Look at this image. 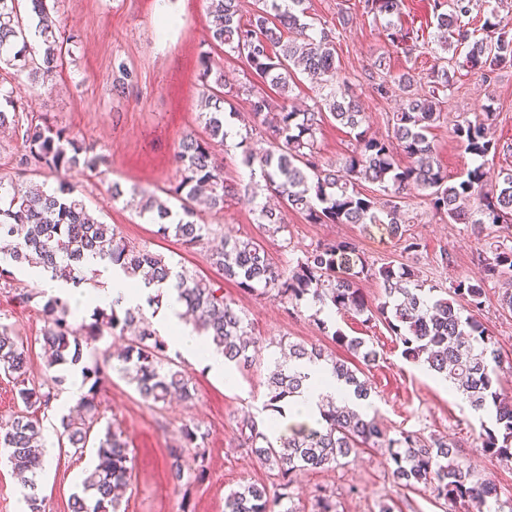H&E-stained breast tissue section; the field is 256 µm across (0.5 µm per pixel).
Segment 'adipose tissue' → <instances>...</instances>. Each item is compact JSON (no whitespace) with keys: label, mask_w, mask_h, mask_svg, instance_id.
Returning <instances> with one entry per match:
<instances>
[{"label":"adipose tissue","mask_w":512,"mask_h":512,"mask_svg":"<svg viewBox=\"0 0 512 512\" xmlns=\"http://www.w3.org/2000/svg\"><path fill=\"white\" fill-rule=\"evenodd\" d=\"M41 279L45 288L70 299L75 314L100 307H110L113 300H120L122 308L146 307L147 298L156 294L157 289L145 285L138 279L127 277L123 272L105 271L103 288L93 292H78L70 288L68 283L53 279L50 273H42ZM165 300L161 308L152 314V321L166 338L172 349L207 368L210 373L227 375L223 354L215 346L208 344L205 337L197 335L192 325L182 317L184 305L175 290H166ZM310 385L307 390L293 397L284 409L281 417L272 422L269 436L276 437L284 433L293 424H315L319 417L318 401L321 395L331 394L340 401H352V393L334 379L330 371L321 365L309 367Z\"/></svg>","instance_id":"1"}]
</instances>
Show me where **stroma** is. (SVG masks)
I'll list each match as a JSON object with an SVG mask.
<instances>
[{
  "instance_id": "obj_1",
  "label": "stroma",
  "mask_w": 512,
  "mask_h": 512,
  "mask_svg": "<svg viewBox=\"0 0 512 512\" xmlns=\"http://www.w3.org/2000/svg\"><path fill=\"white\" fill-rule=\"evenodd\" d=\"M433 0H403L400 23L412 34L413 46L393 47L384 21L364 14L361 0H308L307 21L314 28L329 23L336 27V60L367 116L370 134L384 138L392 133L390 119L398 98H380L373 85L380 77L375 64L389 57L390 71L414 77L418 90H426L427 73L435 63ZM53 18L57 25L77 34L63 64L57 70L52 92L34 87L26 76L9 79L6 90L23 103L35 119L47 120L93 144L105 162L99 173L71 178L76 192L104 223L114 226L132 244L147 247L171 263H182L193 272L212 278L234 299L252 325L261 350L258 363L236 372L234 385L195 365L181 355V365L196 387L192 401L169 400L154 406L142 401L133 385L112 378L99 391L97 402L102 423L120 430L132 452L133 475L121 504V512H182V496L170 474L169 450L177 445L184 421L195 420L207 434L208 476L194 491L195 512H224L230 490L258 483L275 488L276 471L240 446L241 428L248 417L266 423L265 377L271 361L281 355V343H302L332 348L331 333L363 338L378 358L367 370L371 383L370 410L390 431H413L424 437L447 440L459 458L468 461L476 476L493 480L502 497L512 496V461L483 453L475 439L481 421L461 392L449 391L439 375L420 363L405 359L402 345L380 319L363 321L351 313H331L317 322L316 305H302L299 314H287L270 298L248 293L225 282L208 260L206 245L193 247L174 238L157 235L148 218L139 216L125 199H113L112 183L123 190L138 187L160 193L176 179L172 156L181 138L200 130L198 121L202 86L198 54L207 38L211 18L206 0H56ZM465 48L446 51L445 66L451 77L442 106L446 119L432 129L429 139L435 156L448 172L449 182L475 165L473 156L458 143L453 128L462 118L478 119L484 110L498 115L489 137L495 152L484 160L490 175L512 171V68L498 71L485 87L463 68ZM125 62L137 83L127 97L112 91L113 67ZM316 150L323 161L343 164L351 152L352 138L334 120L322 123L316 133ZM266 190L239 194L225 203L223 211L201 215L216 236L245 240L263 239L274 261L292 268L302 252L325 240H356L362 257L374 266L390 264L413 267L425 286L447 288L457 276L484 279V305L479 320L498 344L504 362L512 363V311L500 306V284L485 279L479 253L485 243L512 237L500 226L486 225L475 235L468 224L450 223L437 213L424 193L405 195L400 207L408 236L422 247L404 253L400 242L384 228L363 232L355 224H312L295 211L285 214L287 229L276 237H262L255 210L265 203ZM452 257L441 262L442 254ZM26 270L12 268L0 278V323L28 349L27 383L39 386L62 377L51 407L36 412L44 435L54 434L66 414L74 375L70 369L50 370L42 350L43 298L20 303L16 295L35 287ZM387 449L364 448L349 457L346 465L332 471L310 470L294 475L291 486L297 512H314L316 488H326L335 498L337 512H379L390 505L393 512H463L462 507L438 499L431 490L406 488L394 482ZM96 460L95 448L74 453L69 447L53 448L38 478L37 494L46 512H71L74 494Z\"/></svg>"
}]
</instances>
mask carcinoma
Listing matches in <instances>:
<instances>
[{"instance_id": "1", "label": "carcinoma", "mask_w": 512, "mask_h": 512, "mask_svg": "<svg viewBox=\"0 0 512 512\" xmlns=\"http://www.w3.org/2000/svg\"><path fill=\"white\" fill-rule=\"evenodd\" d=\"M20 2L0 0V66L25 72L32 84L47 89L63 46L76 35L57 28L48 0H26L29 14L38 22L33 27L25 24ZM208 2L212 17L208 49L198 59L203 134L191 132L180 142L174 154L177 177L166 190L167 199L133 190L139 197V214L149 215L158 234L187 245L199 244L210 238L213 227L198 222L195 203L202 199L208 208L222 211L228 198L249 191L247 186L240 190L224 179V162L213 151L214 144L224 143L226 107L247 88L224 81V74L214 69L212 47L245 59L249 69L278 94L277 100L261 92L250 99L254 126L246 129L242 139V164L259 170L266 190L282 197L288 209L304 214L309 222L382 225L401 243L403 252L413 254L421 243L405 236L400 207L394 202L412 188L429 192L435 211L446 215L450 223L475 228L512 223V173L493 183L479 164L450 184L447 171L434 160L428 133L442 117L440 104L449 86L445 68L432 71L429 89L422 94L412 91L409 75L397 78L404 103L393 113L392 133L409 159L401 166L393 157L392 143L369 137L362 130L366 115L346 83H338L339 92L305 112L283 103L292 92L296 74L318 86L337 83L339 75L336 27L326 25L312 32L303 21L306 0H256L257 8L247 19L241 15L239 0ZM402 5V0H365L364 10L375 19L386 18L391 27L392 18L401 16ZM473 7L474 0H434L435 38L444 51L469 47L465 66L489 82L496 71L512 67V31L492 9L482 24L486 37L475 39L468 21ZM32 37L41 43L38 55L31 47ZM5 103L6 108H0V127L21 126L20 113L25 107L8 96ZM492 117L494 113L486 112L481 120L455 126L454 134L468 154L483 158L495 147L486 127ZM326 118L354 135L351 154L339 169L323 163L314 151L316 131ZM255 135L265 138L268 147H253ZM22 142L19 165L31 172L55 174L58 184L46 189L31 183L23 190L0 176L1 263L39 266L76 287L88 281L87 273L94 271L92 261L97 258L120 266L128 277L144 273L147 284H165L177 291L193 316L198 335L224 353L226 364L247 367L255 362V356L249 354V348L256 346L250 323L241 309L224 297L223 288L186 268H176L158 253L129 243L112 225L98 221L75 195L70 174L96 173L104 163L92 144L46 121L28 122ZM362 181L378 184L392 198L383 214H378L376 202L358 190ZM172 199L179 202L176 210L170 206ZM256 223L271 236L287 228L283 211L269 206L259 207ZM209 261L224 280L247 292L259 290L288 311L312 301L320 305V313L327 308L369 319L380 317L399 338L405 358L456 384L474 411L492 415L494 427L479 436L480 448L512 461V398L500 387L503 359L493 336L474 316L483 305L484 280L462 275L448 287V297H439L435 288L419 284L408 266L370 265L360 256L357 244L346 238L319 243L303 252L288 272L253 238L224 239L212 250ZM482 262L485 275L501 284V307L511 310L512 245L496 242ZM369 278L378 280L384 291V301L374 308L359 287ZM118 306L115 300L108 310L95 309L93 321L78 329L69 321L66 300L50 296L42 308L48 368L80 364L83 383L88 385L77 405L61 417L59 438L80 452L99 423L98 392L113 372L135 385L143 400L154 404L172 395L183 401L194 396L188 374L172 366L165 355V341L140 309L119 311ZM131 327L137 328V333L116 355L101 360L93 352L90 361H83L85 346L107 334L123 336ZM332 341L366 364L376 361V351L367 348L360 337L336 330ZM315 364L327 366L357 399H368L369 383L355 364L315 347L290 343L288 363L277 360L268 367L265 407L278 410V403L302 393L309 379L305 368ZM27 365L24 345L0 324V371L23 384L17 395L26 408L46 407L55 394L25 385ZM320 415L317 426L296 425L288 436L275 440L259 429L257 421L244 422L240 446L278 469V488L272 492L264 485L249 484L232 490L224 497V512H294L288 505L293 473L332 469L357 448L370 445L388 448L392 475L406 487L421 485L437 498L461 505L485 504L491 499L494 512H512V498L501 499L495 484L474 475L448 441L425 439L409 431L391 437L360 406L338 405L332 399L321 405ZM42 431L40 421L27 412L0 422V448L7 452L15 475L29 488L24 495L29 512H45L36 493L45 448ZM205 439L200 425L189 420L181 426L178 444L170 449V471L183 491L185 509L192 489L207 476ZM96 456L98 463L84 479L82 494L72 497L71 512H119L117 491L129 484L133 471L128 444L108 425L97 436Z\"/></svg>"}]
</instances>
